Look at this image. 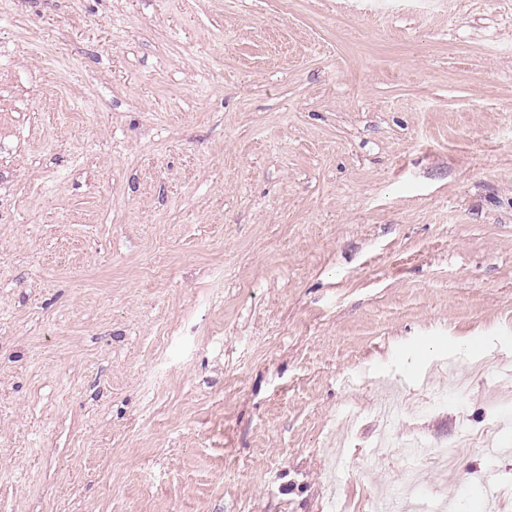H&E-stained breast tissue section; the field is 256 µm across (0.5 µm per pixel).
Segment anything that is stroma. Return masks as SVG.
I'll list each match as a JSON object with an SVG mask.
<instances>
[{
    "mask_svg": "<svg viewBox=\"0 0 512 512\" xmlns=\"http://www.w3.org/2000/svg\"><path fill=\"white\" fill-rule=\"evenodd\" d=\"M388 2L0 0V512H370L512 351V0ZM468 385V378L457 377L451 372L448 374V388L444 387L439 391H435L430 385H426L417 405V410L420 412L429 411L434 409L441 402L447 400L448 397L459 398L463 395Z\"/></svg>",
    "mask_w": 512,
    "mask_h": 512,
    "instance_id": "1",
    "label": "stroma"
}]
</instances>
